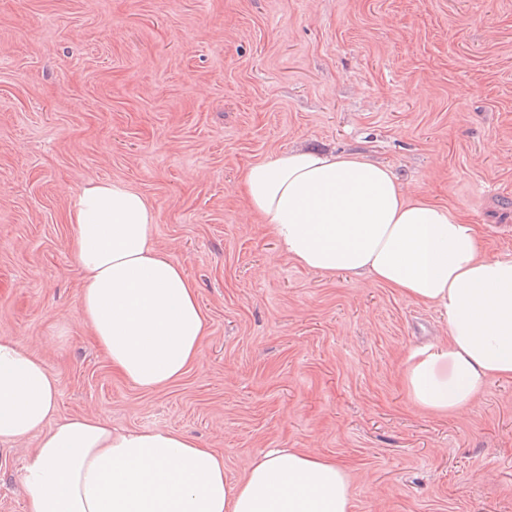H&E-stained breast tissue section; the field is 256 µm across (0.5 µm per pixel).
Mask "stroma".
Here are the masks:
<instances>
[{
  "label": "stroma",
  "mask_w": 512,
  "mask_h": 512,
  "mask_svg": "<svg viewBox=\"0 0 512 512\" xmlns=\"http://www.w3.org/2000/svg\"><path fill=\"white\" fill-rule=\"evenodd\" d=\"M362 153L512 258V0H0V337L58 381L57 419L174 429L229 481L270 448L344 465L351 512H512V379L418 409L411 352L448 315L288 258L245 204L248 163ZM129 185L194 283L200 359L145 390L82 315L65 215ZM29 436L0 449V512H28Z\"/></svg>",
  "instance_id": "1"
}]
</instances>
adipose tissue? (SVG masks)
<instances>
[{"mask_svg":"<svg viewBox=\"0 0 512 512\" xmlns=\"http://www.w3.org/2000/svg\"><path fill=\"white\" fill-rule=\"evenodd\" d=\"M242 190L303 268L365 274L445 309L447 342L406 361L418 406L456 413L490 379L512 378V259L482 256L462 216L406 195L389 167L360 154L287 151L249 164ZM67 218L96 343L138 387L179 378L199 358L207 319L182 266L153 247L147 199L91 180ZM56 393L45 364L0 337V445L41 434L23 473L28 512H350L346 471L332 459L272 448L232 483L221 455L177 431L116 433L96 415L55 421Z\"/></svg>","mask_w":512,"mask_h":512,"instance_id":"1","label":"adipose tissue"}]
</instances>
